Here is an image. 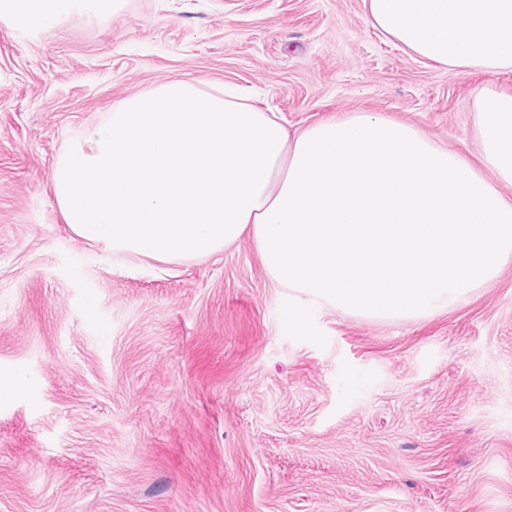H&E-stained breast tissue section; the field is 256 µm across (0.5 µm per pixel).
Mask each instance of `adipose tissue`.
Masks as SVG:
<instances>
[{
  "mask_svg": "<svg viewBox=\"0 0 512 512\" xmlns=\"http://www.w3.org/2000/svg\"><path fill=\"white\" fill-rule=\"evenodd\" d=\"M112 0H0V22L42 26ZM372 26L451 70L512 69V0H364Z\"/></svg>",
  "mask_w": 512,
  "mask_h": 512,
  "instance_id": "adipose-tissue-1",
  "label": "adipose tissue"
}]
</instances>
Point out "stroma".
I'll return each instance as SVG.
<instances>
[{
  "instance_id": "1",
  "label": "stroma",
  "mask_w": 512,
  "mask_h": 512,
  "mask_svg": "<svg viewBox=\"0 0 512 512\" xmlns=\"http://www.w3.org/2000/svg\"><path fill=\"white\" fill-rule=\"evenodd\" d=\"M173 80L232 85L294 130L358 112L474 157L480 88L512 71L412 57L363 0H116L0 23V512H512V260L428 316L316 311L251 236L160 273L73 234L69 139ZM361 384H354V377Z\"/></svg>"
}]
</instances>
